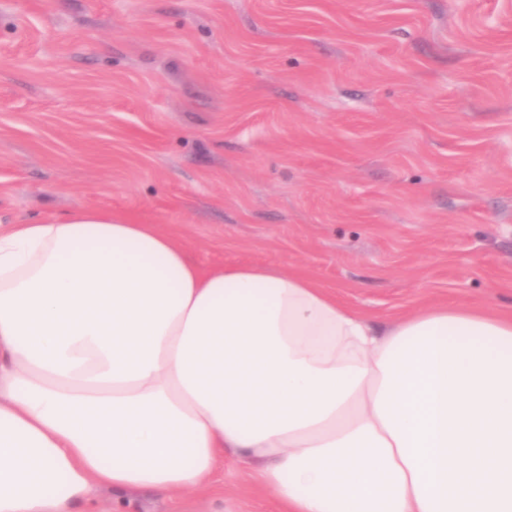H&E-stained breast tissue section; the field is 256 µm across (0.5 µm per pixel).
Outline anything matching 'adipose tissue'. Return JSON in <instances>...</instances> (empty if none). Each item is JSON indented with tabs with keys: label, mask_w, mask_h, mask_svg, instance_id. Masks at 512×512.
Returning a JSON list of instances; mask_svg holds the SVG:
<instances>
[{
	"label": "adipose tissue",
	"mask_w": 512,
	"mask_h": 512,
	"mask_svg": "<svg viewBox=\"0 0 512 512\" xmlns=\"http://www.w3.org/2000/svg\"><path fill=\"white\" fill-rule=\"evenodd\" d=\"M285 512H512V315L376 330L309 276L205 269L93 207L0 225V512L176 499L225 456Z\"/></svg>",
	"instance_id": "adipose-tissue-1"
}]
</instances>
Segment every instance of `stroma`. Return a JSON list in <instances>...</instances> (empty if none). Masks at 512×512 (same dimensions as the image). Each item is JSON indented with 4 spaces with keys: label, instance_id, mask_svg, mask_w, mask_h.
Listing matches in <instances>:
<instances>
[{
    "label": "stroma",
    "instance_id": "35a3bbf8",
    "mask_svg": "<svg viewBox=\"0 0 512 512\" xmlns=\"http://www.w3.org/2000/svg\"><path fill=\"white\" fill-rule=\"evenodd\" d=\"M81 207L380 327L511 313L512 0H0V225ZM72 512L282 505L228 457L180 501Z\"/></svg>",
    "mask_w": 512,
    "mask_h": 512
}]
</instances>
